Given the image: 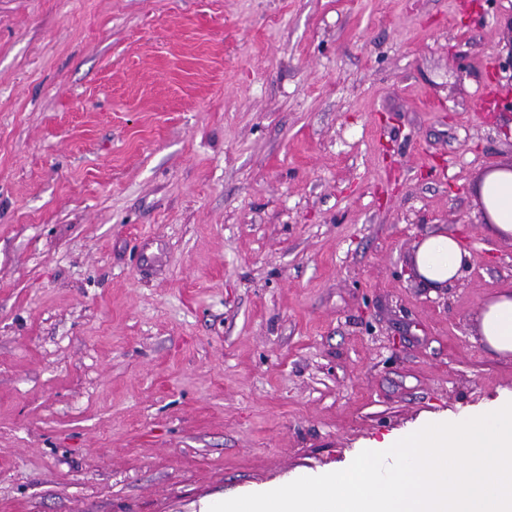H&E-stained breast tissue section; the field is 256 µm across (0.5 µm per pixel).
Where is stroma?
Listing matches in <instances>:
<instances>
[{"label":"stroma","mask_w":512,"mask_h":512,"mask_svg":"<svg viewBox=\"0 0 512 512\" xmlns=\"http://www.w3.org/2000/svg\"><path fill=\"white\" fill-rule=\"evenodd\" d=\"M512 0H0V512H190L512 394ZM456 235L430 292L414 245ZM474 191L488 231L500 240H512V163L486 171ZM469 252L449 233H431L416 246L412 272L424 288H448L467 265ZM481 342L502 357H512V291H503L488 299L478 318Z\"/></svg>","instance_id":"obj_1"}]
</instances>
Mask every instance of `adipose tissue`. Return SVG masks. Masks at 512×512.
I'll return each mask as SVG.
<instances>
[{"label":"adipose tissue","mask_w":512,"mask_h":512,"mask_svg":"<svg viewBox=\"0 0 512 512\" xmlns=\"http://www.w3.org/2000/svg\"><path fill=\"white\" fill-rule=\"evenodd\" d=\"M474 191L488 231L500 240H512V163L486 171ZM468 259V250L455 235L432 233L417 244L412 272L422 287L447 288L460 277ZM478 334L491 351L512 357V291L498 293L483 304Z\"/></svg>","instance_id":"1"}]
</instances>
